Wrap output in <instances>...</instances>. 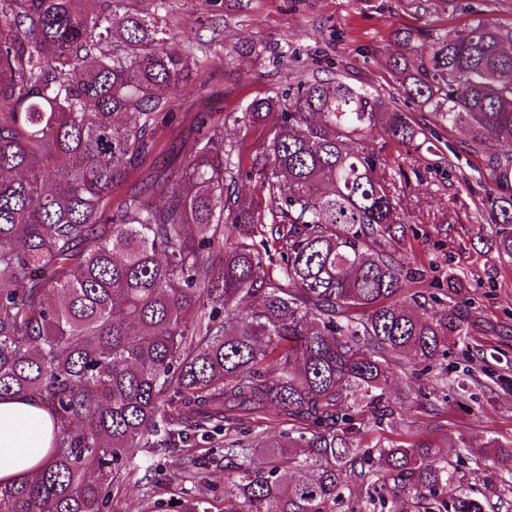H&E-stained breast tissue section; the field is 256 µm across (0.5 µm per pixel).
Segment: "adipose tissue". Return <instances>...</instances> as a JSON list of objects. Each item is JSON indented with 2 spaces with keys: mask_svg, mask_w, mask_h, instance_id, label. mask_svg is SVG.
Listing matches in <instances>:
<instances>
[{
  "mask_svg": "<svg viewBox=\"0 0 512 512\" xmlns=\"http://www.w3.org/2000/svg\"><path fill=\"white\" fill-rule=\"evenodd\" d=\"M52 432L49 412L30 397L0 398V482H12L42 464Z\"/></svg>",
  "mask_w": 512,
  "mask_h": 512,
  "instance_id": "ef3b65f1",
  "label": "adipose tissue"
}]
</instances>
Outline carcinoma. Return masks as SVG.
Wrapping results in <instances>:
<instances>
[{"label": "carcinoma", "mask_w": 512, "mask_h": 512, "mask_svg": "<svg viewBox=\"0 0 512 512\" xmlns=\"http://www.w3.org/2000/svg\"><path fill=\"white\" fill-rule=\"evenodd\" d=\"M121 2L0 0V396H30L54 423L48 460L0 485V509L103 512L135 449L211 428L224 512H339L351 482L380 512H485L451 462L463 440L362 441L396 422L390 362L430 368L468 336L465 302L417 313L406 265L373 248L404 240L409 216L368 142L425 128L312 76L242 111L276 115L251 165L267 211L234 189L222 117L183 141L182 168L114 208L199 67ZM391 65L401 94L466 128L472 151L509 146L488 160V203L512 263V29L482 21ZM267 225L280 262L255 243ZM251 418L284 428L240 430ZM490 447L512 487V440Z\"/></svg>", "instance_id": "1"}]
</instances>
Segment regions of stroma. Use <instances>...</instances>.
<instances>
[{
  "instance_id": "1",
  "label": "stroma",
  "mask_w": 512,
  "mask_h": 512,
  "mask_svg": "<svg viewBox=\"0 0 512 512\" xmlns=\"http://www.w3.org/2000/svg\"><path fill=\"white\" fill-rule=\"evenodd\" d=\"M122 8L141 17L161 14L173 48H192L201 71L179 93L176 118L161 132L164 155L148 160L116 189V204L146 174L179 168L181 142L213 112L224 115L226 144L250 163L271 124L241 122L243 106L284 92L301 77L347 78L395 97L401 111L426 121L427 110L400 96L391 56L402 51L416 58L425 36L452 35L480 20L512 27V0H123ZM426 135L417 147L386 142L384 173L396 182L411 216L413 231L399 256L420 272L413 289L426 312H444L452 277L466 300L468 340L450 346L439 364L448 379L466 380L469 393H435V372L394 362L390 396L401 416L390 436L464 438L472 451L459 467L479 493L495 473L489 441L512 439V265L497 257L487 213L496 191L487 160L506 148L490 141L472 152L463 129L434 123ZM422 391L432 394V405L419 399ZM187 454L208 462L200 483L180 473ZM224 465V437L216 433L188 438L165 456L139 449L123 481L111 488L105 512H171L188 496L223 507Z\"/></svg>"
}]
</instances>
